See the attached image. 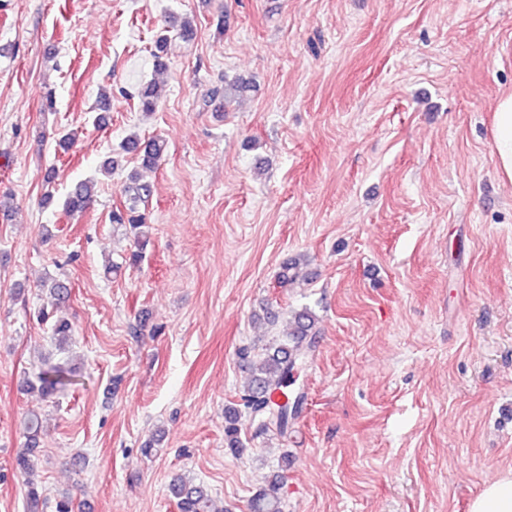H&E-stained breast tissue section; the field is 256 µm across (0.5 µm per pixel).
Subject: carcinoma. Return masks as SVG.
I'll return each instance as SVG.
<instances>
[{
  "label": "carcinoma",
  "instance_id": "1",
  "mask_svg": "<svg viewBox=\"0 0 512 512\" xmlns=\"http://www.w3.org/2000/svg\"><path fill=\"white\" fill-rule=\"evenodd\" d=\"M179 30L184 34L193 31V25L187 19L176 22L172 16L165 19L155 40V50L164 51L167 43V32ZM251 82L236 77L224 80V102L232 96L244 95L252 91ZM159 94L152 83L144 84L138 91V106L143 112L154 110ZM122 150L137 156L145 168L157 166L167 150V143L160 137L142 140L136 136L128 138ZM152 188L146 183H139L128 188V197L123 208L112 211V223L123 225L132 232L145 226L144 214L140 205L146 203L151 196ZM96 201V182L89 179L77 183L70 189L63 201V209L68 214L82 212ZM50 297L51 306H43L37 311V320L50 324L51 336L58 349L67 347L73 336L71 321L55 317V306L65 301L70 295L69 284L54 279L45 285ZM320 336L319 319L308 307L291 313L288 331L282 335L271 337L260 350L249 347L238 350V358L246 362L250 379L243 390L240 403L224 407V444L240 454L246 449L242 439V416L249 417L254 435L259 436L270 429L284 435L299 417L305 395H288L286 380L292 370L305 365L313 356L317 339ZM37 389L46 397L57 392H64L75 385V371L61 363H47L38 373ZM23 435L26 438L25 451L16 455L15 470L25 479L27 487L28 512H40L41 495L32 479L33 469L31 456L37 450L41 424L35 416H29L22 423ZM282 476L274 473L267 485L254 495L251 501V512H283L281 489ZM171 491L177 499L180 512H213L208 490L183 478H176L171 484Z\"/></svg>",
  "mask_w": 512,
  "mask_h": 512
}]
</instances>
